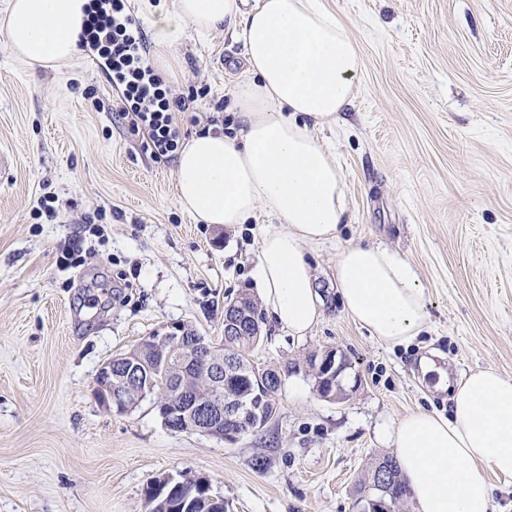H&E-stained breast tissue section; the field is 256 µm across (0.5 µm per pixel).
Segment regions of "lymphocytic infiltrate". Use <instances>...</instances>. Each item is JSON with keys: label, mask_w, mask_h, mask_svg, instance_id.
I'll return each instance as SVG.
<instances>
[{"label": "lymphocytic infiltrate", "mask_w": 512, "mask_h": 512, "mask_svg": "<svg viewBox=\"0 0 512 512\" xmlns=\"http://www.w3.org/2000/svg\"><path fill=\"white\" fill-rule=\"evenodd\" d=\"M122 0H94L87 20L88 45L108 59L106 76L122 88L121 114L130 128L146 136L155 160L173 157L180 141L174 112L188 108L184 98H166L146 62L147 45L141 25L133 24Z\"/></svg>", "instance_id": "1"}]
</instances>
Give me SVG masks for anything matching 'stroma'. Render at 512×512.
I'll list each match as a JSON object with an SVG mask.
<instances>
[{"label": "stroma", "instance_id": "stroma-1", "mask_svg": "<svg viewBox=\"0 0 512 512\" xmlns=\"http://www.w3.org/2000/svg\"><path fill=\"white\" fill-rule=\"evenodd\" d=\"M322 2L361 61L352 105L326 133L351 221L307 248L319 322L302 336L266 324L251 353L289 369L276 417L231 440L169 430L150 397L113 412L96 375L171 324L220 342L225 300L256 290L259 222L195 221L176 199V161L151 157L85 54L32 66L0 29V151L12 159L0 176V512H147V484L184 473L206 477L225 512H354L361 473L388 452L381 431L419 408L449 414L440 373L512 377V0ZM153 74L193 101L174 115L182 140L238 132L241 42L187 33ZM47 197L51 220L36 215ZM99 208L102 243L83 226ZM353 245L416 268L427 323L412 343H382L345 312L336 260ZM70 248L88 251L83 266H60ZM329 349L350 363L340 402L308 372Z\"/></svg>", "mask_w": 512, "mask_h": 512}]
</instances>
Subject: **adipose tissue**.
<instances>
[{
    "label": "adipose tissue",
    "instance_id": "1",
    "mask_svg": "<svg viewBox=\"0 0 512 512\" xmlns=\"http://www.w3.org/2000/svg\"><path fill=\"white\" fill-rule=\"evenodd\" d=\"M89 0H11L4 26L16 56L49 65L79 52ZM242 42L250 76L233 92L241 128L205 132L182 148L176 196L205 224H243L258 213L252 277L264 310L294 336L322 316L306 245L335 239L347 223L343 175L321 132L351 105L357 46L321 0H177L159 16L158 53L186 28ZM346 313L377 340L420 336L425 290L414 267L380 246H350L336 261ZM450 417L419 409L384 436L420 512H491L492 478L512 480V377L488 368L447 380Z\"/></svg>",
    "mask_w": 512,
    "mask_h": 512
}]
</instances>
